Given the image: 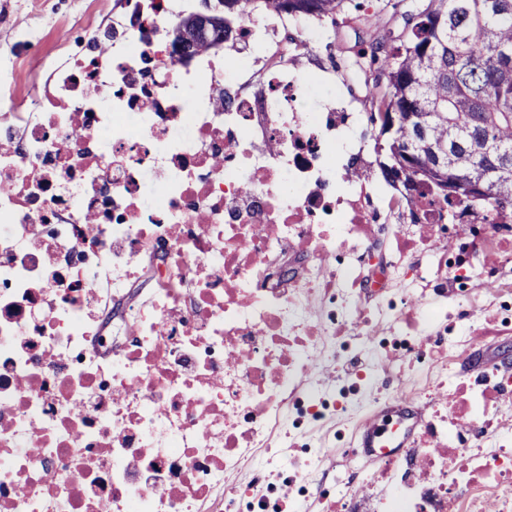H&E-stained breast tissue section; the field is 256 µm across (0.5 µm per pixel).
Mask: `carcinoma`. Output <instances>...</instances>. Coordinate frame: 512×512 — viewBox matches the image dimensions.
<instances>
[{"instance_id": "cac0c4a2", "label": "carcinoma", "mask_w": 512, "mask_h": 512, "mask_svg": "<svg viewBox=\"0 0 512 512\" xmlns=\"http://www.w3.org/2000/svg\"><path fill=\"white\" fill-rule=\"evenodd\" d=\"M261 9L332 21L347 10L368 19L359 0H265ZM402 18V33L375 39L369 55L359 52L375 74L366 83L372 109L418 114L407 125L397 120L385 182L438 196L446 174H459L462 195L480 185L499 209H512V0H417ZM420 124L426 144L447 146L448 170L406 164L401 143ZM442 200L450 203L446 194Z\"/></svg>"}]
</instances>
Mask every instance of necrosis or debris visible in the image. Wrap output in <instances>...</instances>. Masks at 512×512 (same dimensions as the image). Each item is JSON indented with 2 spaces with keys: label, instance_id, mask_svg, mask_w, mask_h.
Here are the masks:
<instances>
[{
  "label": "necrosis or debris",
  "instance_id": "1",
  "mask_svg": "<svg viewBox=\"0 0 512 512\" xmlns=\"http://www.w3.org/2000/svg\"><path fill=\"white\" fill-rule=\"evenodd\" d=\"M196 2L78 0V32L0 44V512H512V367L474 353L512 334L477 271L512 214L457 207L451 250L404 280L452 211L345 180L363 115L288 64L321 31L247 13L185 59L170 29ZM44 41L35 79L18 47ZM287 255L308 265L285 283ZM346 352L427 364L393 392L424 400L419 442L371 473H336L318 432L399 429L381 394L344 407L315 379Z\"/></svg>",
  "mask_w": 512,
  "mask_h": 512
}]
</instances>
